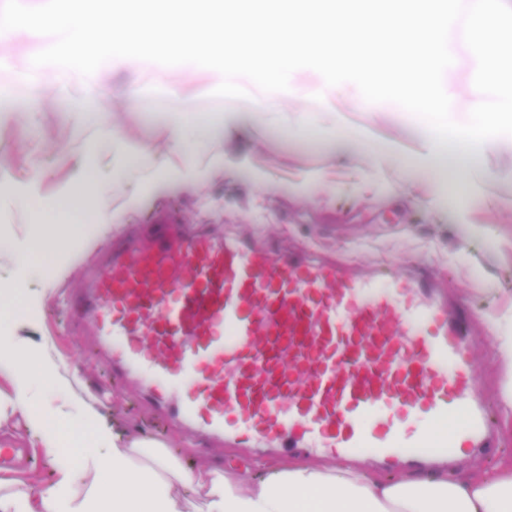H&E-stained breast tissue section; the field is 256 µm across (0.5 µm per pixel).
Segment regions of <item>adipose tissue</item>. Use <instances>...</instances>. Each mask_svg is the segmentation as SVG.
Returning a JSON list of instances; mask_svg holds the SVG:
<instances>
[{"mask_svg": "<svg viewBox=\"0 0 512 512\" xmlns=\"http://www.w3.org/2000/svg\"><path fill=\"white\" fill-rule=\"evenodd\" d=\"M473 28L471 52L487 66L512 55V0H468ZM406 18L407 33L392 55L396 67L379 70L380 54L395 18ZM456 14L450 0H9V25L37 30L54 26L68 38L73 60L94 59L115 72L147 67L164 81L173 63L186 80L202 72L224 84L226 69L249 70L264 89L243 112L221 113L209 128H190L187 109L168 113L174 152L186 137L204 140L248 129L290 101L315 95L330 105L343 77L357 76V102L374 110L383 97L427 115L428 150L406 165L407 179L431 174L448 136L467 159L478 158L499 141L512 140V83L502 88L490 121L471 124L458 116L455 87H444L433 70L446 53L440 32ZM264 21L272 41L268 52H247L252 27ZM160 35L161 51L144 53L148 34ZM306 55L309 65L293 64ZM146 166L164 186L187 190L203 176L190 157L173 164L155 144H128L110 130L90 144L75 163L80 180L118 183L125 164ZM110 230L106 216L96 223L36 225L13 247L18 265L0 275V305H19L20 317L0 335V416L19 415L33 443L52 465L51 481L32 488L0 475V512H512V465L491 474L440 473L384 481L349 467L313 463L289 466L259 460L254 478L242 482L229 469H184L165 448L138 435L114 433L95 400L61 362L54 340L32 335L46 304L47 286L62 277L70 258ZM43 285L29 287L32 278Z\"/></svg>", "mask_w": 512, "mask_h": 512, "instance_id": "adipose-tissue-1", "label": "adipose tissue"}]
</instances>
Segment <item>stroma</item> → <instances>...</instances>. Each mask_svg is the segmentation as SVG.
I'll return each mask as SVG.
<instances>
[{
	"label": "stroma",
	"mask_w": 512,
	"mask_h": 512,
	"mask_svg": "<svg viewBox=\"0 0 512 512\" xmlns=\"http://www.w3.org/2000/svg\"><path fill=\"white\" fill-rule=\"evenodd\" d=\"M60 39L50 26L32 32L9 30L7 44H0V91L12 90L28 74L29 52L35 44ZM447 40L452 52L438 75L457 84V108L469 111L465 87L482 72V111L496 112L500 75L487 73L484 62L471 54L468 38L452 31ZM92 79L108 92L124 76L74 69L64 84L44 83L37 99L17 106L0 123V165L11 182H27L37 166L42 173L40 193L53 194L59 184L72 180L76 159L105 123L120 127L130 142L149 139L166 144L165 106L151 98L137 105L111 100L102 119L71 115L72 103L87 99ZM227 79L236 86V94L220 104L200 98L192 117L195 124L207 125L220 112L246 108L261 90L242 73H228ZM344 84L335 102L336 129L363 131L362 149H328L321 105L307 99L300 110L290 111L288 119H263L233 134L229 142L187 145L188 154L202 163L210 154L231 148L241 174L228 175L216 168L192 189L163 192L152 187L147 171L130 169L125 181L107 187L112 226L107 241L70 260L47 301L42 324L67 365L76 370L85 393L98 402L105 421L117 432L162 444L186 469L231 466L248 481L254 456L244 448H212L210 442L191 437L143 405L137 388L113 384L61 309L68 293L85 286L90 265L108 241L151 223L166 210L184 223L211 225L218 234L230 230L266 237L282 249L297 247L366 268L426 267L449 298L474 308L479 386L497 405L498 446L492 456L465 455L452 468L467 475L512 462V415L506 411L505 397L512 375L499 353L503 338L512 336V143L499 144L474 161L439 159L432 175L403 186V168L426 149V119L393 107L362 111L354 99V79L345 77ZM383 142L396 145L397 159L375 161L373 152Z\"/></svg>",
	"instance_id": "obj_1"
}]
</instances>
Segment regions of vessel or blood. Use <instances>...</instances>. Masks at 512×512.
<instances>
[{"instance_id": "obj_1", "label": "vessel or blood", "mask_w": 512, "mask_h": 512, "mask_svg": "<svg viewBox=\"0 0 512 512\" xmlns=\"http://www.w3.org/2000/svg\"><path fill=\"white\" fill-rule=\"evenodd\" d=\"M113 381L193 434L397 466L492 450L473 314L424 268H360L172 215L65 300Z\"/></svg>"}]
</instances>
